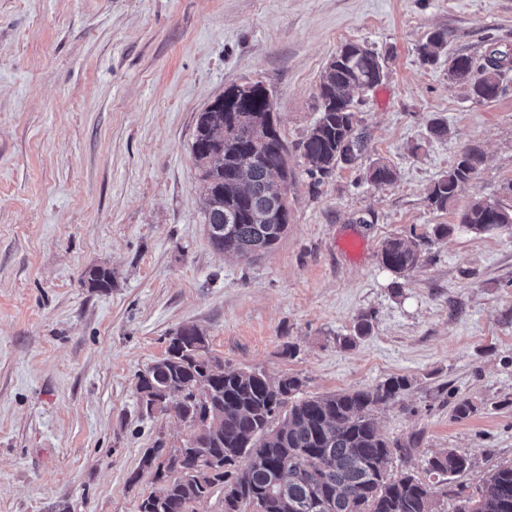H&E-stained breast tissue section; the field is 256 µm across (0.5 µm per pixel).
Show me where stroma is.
<instances>
[{
	"instance_id": "stroma-1",
	"label": "stroma",
	"mask_w": 512,
	"mask_h": 512,
	"mask_svg": "<svg viewBox=\"0 0 512 512\" xmlns=\"http://www.w3.org/2000/svg\"><path fill=\"white\" fill-rule=\"evenodd\" d=\"M434 30L446 53L425 63ZM347 42L386 76L362 95L365 153L315 188L297 145ZM493 44L512 49V0H0V512H138L158 488L141 457L191 429L143 415L137 376L187 324L225 366L299 376L308 396L405 377L376 411L408 448L390 475H424L445 448L471 459L454 478L470 487L512 462V228L460 224L473 198L512 206V70L490 102L448 79L450 55L479 67ZM256 81L296 182L278 246L244 259L205 233L191 146L199 112ZM469 148L476 178L434 209L431 185ZM378 158L396 171L379 188ZM391 237L422 249L406 276L379 262ZM94 266L108 291L85 286ZM461 399L474 412L456 420ZM447 43V34L441 30L432 31L420 48L422 62L434 63L439 59L440 53Z\"/></svg>"
}]
</instances>
